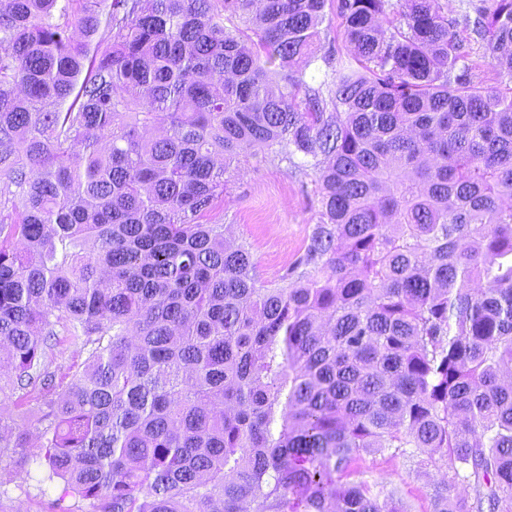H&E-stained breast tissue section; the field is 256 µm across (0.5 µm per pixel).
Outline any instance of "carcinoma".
I'll return each mask as SVG.
<instances>
[{
    "label": "carcinoma",
    "mask_w": 512,
    "mask_h": 512,
    "mask_svg": "<svg viewBox=\"0 0 512 512\" xmlns=\"http://www.w3.org/2000/svg\"><path fill=\"white\" fill-rule=\"evenodd\" d=\"M326 2L0 0V396L95 512H402L367 452L512 512V0L491 77L450 0H337L331 112ZM256 147L321 203L278 281L203 222ZM324 12L326 14V22L322 26L319 56H322L329 50L333 55L330 57L329 65L318 60L307 67L305 69V80L312 88L319 90L322 97L329 102L328 90L333 76L332 72L336 67L337 60L349 54L350 47L344 37L342 21L336 14V0L334 2L330 0L326 2ZM4 403L1 405L4 408V413L2 417H10L18 424H24V427L28 431V437L30 445L34 448H29L32 452H36V446L39 444L38 436L41 427L36 423V415H37V405L36 402L31 403V408L27 411V413L23 416L21 415L17 409L7 400H3Z\"/></svg>",
    "instance_id": "cac0c4a2"
}]
</instances>
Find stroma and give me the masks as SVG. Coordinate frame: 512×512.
Returning <instances> with one entry per match:
<instances>
[{
  "label": "stroma",
  "instance_id": "obj_1",
  "mask_svg": "<svg viewBox=\"0 0 512 512\" xmlns=\"http://www.w3.org/2000/svg\"><path fill=\"white\" fill-rule=\"evenodd\" d=\"M321 210L314 173L302 174L287 162L272 160L249 167L230 184L223 205L211 217L225 234L252 248L261 280L276 281L302 254ZM364 478L393 488L407 512H432L433 493L443 472L418 458L366 454L359 462ZM28 473L18 486L19 469ZM15 458H0V489L17 497L26 512H92L89 505L62 495L61 480H48L43 459L29 457L25 467Z\"/></svg>",
  "mask_w": 512,
  "mask_h": 512
}]
</instances>
